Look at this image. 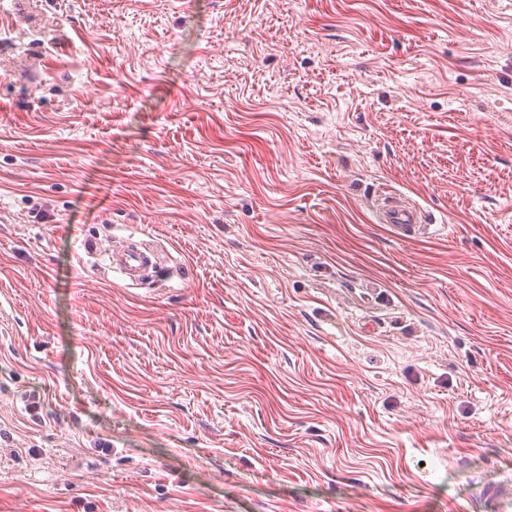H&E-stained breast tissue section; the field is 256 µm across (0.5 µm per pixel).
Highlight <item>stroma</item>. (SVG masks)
Returning <instances> with one entry per match:
<instances>
[{"label": "stroma", "instance_id": "35a3bbf8", "mask_svg": "<svg viewBox=\"0 0 512 512\" xmlns=\"http://www.w3.org/2000/svg\"><path fill=\"white\" fill-rule=\"evenodd\" d=\"M0 430V512H491L512 0H0ZM390 201L380 208L379 219L384 224H392L394 229L403 235L414 230L424 222L421 211L405 197L390 196ZM110 258L113 269L138 283L150 271L162 269L165 258L152 243L142 238H128L119 249H112Z\"/></svg>", "mask_w": 512, "mask_h": 512}]
</instances>
